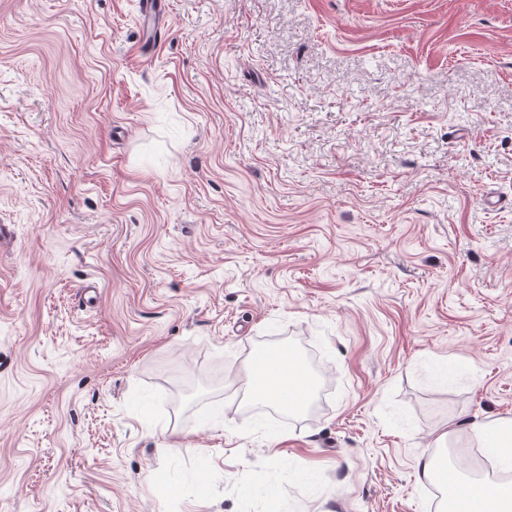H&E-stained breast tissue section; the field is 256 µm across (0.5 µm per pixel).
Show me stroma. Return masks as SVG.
I'll use <instances>...</instances> for the list:
<instances>
[{
    "label": "stroma",
    "instance_id": "35a3bbf8",
    "mask_svg": "<svg viewBox=\"0 0 512 512\" xmlns=\"http://www.w3.org/2000/svg\"><path fill=\"white\" fill-rule=\"evenodd\" d=\"M139 16L0 0V512H440L512 420V0ZM289 355L294 359L292 350L288 348L258 349L253 352L251 358L253 365L250 362L246 368L248 377V398L250 401L279 406L280 402L288 397V406L291 408L292 405L289 402V397L292 392L301 389L308 395L310 390L309 382L299 379L296 375L290 374L287 370L281 371L267 380L255 377L256 372L254 367L262 371L271 363L288 359Z\"/></svg>",
    "mask_w": 512,
    "mask_h": 512
}]
</instances>
